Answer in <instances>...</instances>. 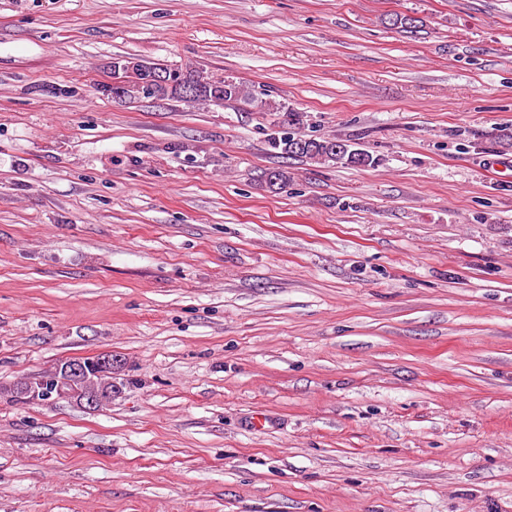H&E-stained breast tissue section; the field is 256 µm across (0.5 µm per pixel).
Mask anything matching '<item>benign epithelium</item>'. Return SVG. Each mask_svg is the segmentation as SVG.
I'll return each mask as SVG.
<instances>
[{
    "label": "benign epithelium",
    "instance_id": "obj_1",
    "mask_svg": "<svg viewBox=\"0 0 512 512\" xmlns=\"http://www.w3.org/2000/svg\"><path fill=\"white\" fill-rule=\"evenodd\" d=\"M110 68L113 69V76L112 80L105 84V93L114 100H121L125 98V72L128 66L113 61ZM115 364L117 361L110 354H99L87 361L69 360L59 365L53 375L27 384L24 392L41 399L53 394L58 397H69L85 408L94 409L103 401V394L88 385V381L96 376H114Z\"/></svg>",
    "mask_w": 512,
    "mask_h": 512
}]
</instances>
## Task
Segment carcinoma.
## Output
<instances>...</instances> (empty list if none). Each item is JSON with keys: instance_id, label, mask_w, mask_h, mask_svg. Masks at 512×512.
<instances>
[{"instance_id": "obj_1", "label": "carcinoma", "mask_w": 512, "mask_h": 512, "mask_svg": "<svg viewBox=\"0 0 512 512\" xmlns=\"http://www.w3.org/2000/svg\"><path fill=\"white\" fill-rule=\"evenodd\" d=\"M154 68L170 74L169 82L160 87V100L177 99L185 103H201L222 106L233 102L252 103L251 92L241 83L233 80L207 81L190 72L184 71L174 64H164L152 61ZM192 83L197 87V93L188 94L184 84ZM260 108L279 116L277 128L269 134V145L281 150L287 157L305 158L317 164H336L343 167H370L377 159L368 151L345 144V149L335 151L328 147L333 142L331 138L302 137L292 132V127L300 124V116L277 103L262 101Z\"/></svg>"}]
</instances>
